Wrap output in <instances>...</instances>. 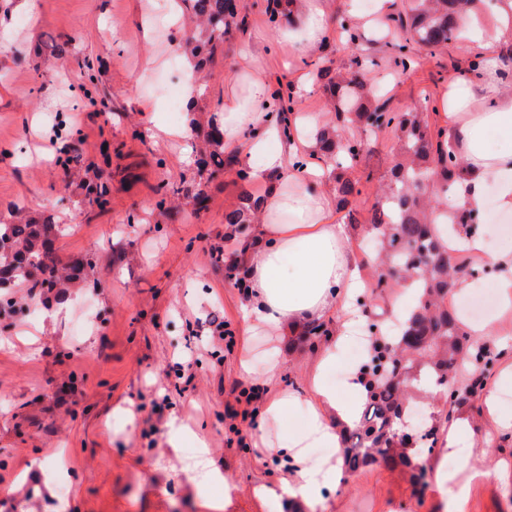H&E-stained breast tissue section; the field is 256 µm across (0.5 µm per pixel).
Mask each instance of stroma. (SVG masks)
Segmentation results:
<instances>
[{"instance_id":"obj_1","label":"stroma","mask_w":512,"mask_h":512,"mask_svg":"<svg viewBox=\"0 0 512 512\" xmlns=\"http://www.w3.org/2000/svg\"><path fill=\"white\" fill-rule=\"evenodd\" d=\"M143 0H0V221L14 208L65 228L55 243L61 265L90 259L89 288L69 289L59 303L40 304V315L0 317V512H209L208 497L230 492L223 512H309L300 501L258 497L254 486L273 487L288 467L258 448L262 421L232 443L226 415L252 381L240 371L245 289L224 277L233 242L224 213L241 205L253 184L222 170L209 176L198 165L204 129L170 118L167 88L183 65H170L164 30L189 36L183 23L155 13V41L142 37ZM267 0H245L243 23L225 39V53L206 64L195 112L213 114L224 98L228 73L242 66L245 44L260 45L267 70L283 92L307 78L312 57L348 63L355 50L386 52L387 20L370 17L361 48L332 36L316 54L282 49V32L268 20ZM470 40L447 51L421 53L401 73L383 66L368 75L378 96L403 105L441 98L456 69L472 57ZM186 127L184 139L163 130ZM375 150L350 170L366 185L353 208L373 202L387 181L397 138L383 131ZM80 156L58 160L63 145ZM109 177L107 205L91 203L82 186L96 171ZM203 190L207 207L160 208L162 188ZM223 247L215 256L214 247ZM224 320L234 346L212 338L211 318ZM314 356L288 337L280 361L281 387L307 389ZM179 416L188 435L173 438L168 422ZM473 432L462 435L472 464H512V428L485 437L487 413L469 411ZM225 480L206 482L197 443ZM442 448L426 462L435 471L423 491L405 474L374 464L331 484L323 512H448L447 490L462 481L459 467L439 470ZM66 494H59V484ZM467 512H512V484H474Z\"/></svg>"}]
</instances>
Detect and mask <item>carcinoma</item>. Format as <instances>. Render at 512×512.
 Wrapping results in <instances>:
<instances>
[{
	"mask_svg": "<svg viewBox=\"0 0 512 512\" xmlns=\"http://www.w3.org/2000/svg\"><path fill=\"white\" fill-rule=\"evenodd\" d=\"M473 0H411L395 22L405 32L404 40L386 43L388 62L403 71L416 65L410 44L433 55L461 40L462 15ZM183 13L198 31L185 42V50L202 69L204 54H214L224 46V38L238 25L242 4L239 0H181ZM272 21L292 28L297 17L292 6L297 0H274ZM379 62L371 56L354 55L348 70L332 68L323 60L308 63L316 78L325 81V90L335 112V120L324 125L315 140L325 161L337 171L336 195L341 204L362 194L361 182L346 175L370 152L365 132L393 131L398 135L399 152L390 169L389 183L374 203L361 211L349 210L350 223L363 222L370 238L379 245L380 265L410 282L416 303L399 320L397 333L383 345H376L371 366L363 367L367 400L358 423L346 429L342 450L343 466L349 473L376 463L410 473V481L422 490L428 484L429 470L418 452L434 448L438 429L424 424L415 433L398 429L410 388L423 368H432L427 381L440 385L437 393L453 409L473 405L483 387L487 372L495 364L494 354L472 336L457 313L448 308V295L458 282L472 274L468 259L454 256L445 244L447 229L435 224L438 211L430 184L443 192L455 188L463 163L448 140V128L439 125L436 107L424 112L419 107L404 110L390 106L389 100L374 98L366 74ZM292 97L277 94L276 121L288 130ZM205 145L209 149L203 164L224 157L223 166L236 172L243 182L251 180L237 157L224 154V127L213 116L208 121ZM259 199L246 197V203L224 213V223L243 229L253 223ZM61 227L46 220H19L0 223V285L21 286L30 297L43 302L63 297L62 289L87 277L91 262L76 261L69 272L60 274L54 243ZM332 335L330 325L313 322L304 326L301 338L313 351ZM468 374L469 382L450 392L448 375Z\"/></svg>",
	"mask_w": 512,
	"mask_h": 512,
	"instance_id": "cac0c4a2",
	"label": "carcinoma"
}]
</instances>
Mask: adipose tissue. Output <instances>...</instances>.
Segmentation results:
<instances>
[{"label":"adipose tissue","mask_w":512,"mask_h":512,"mask_svg":"<svg viewBox=\"0 0 512 512\" xmlns=\"http://www.w3.org/2000/svg\"><path fill=\"white\" fill-rule=\"evenodd\" d=\"M465 29L474 36L473 52L480 59L479 78L455 79L441 100V110L450 123L449 139L457 155L466 162L453 197L458 211L479 210L486 196H493L498 211L512 214V148L492 151L485 139L489 132L512 137V93L505 89L506 65L498 55L478 41L480 17L468 12L462 18ZM331 29L327 22L325 0H306L304 25L300 34L287 35L290 46L315 48L327 41ZM262 53L247 48L242 59L247 65V99L235 94L224 96L221 121L224 125V149L250 164L253 155H262L259 166H252L254 181L264 185L262 216L254 225L250 244L244 251L249 307L244 332L262 336L280 346L284 336L296 333L313 321L335 319L336 331L326 347L317 354L307 395L281 388L278 384L280 359H273L256 376L266 398L259 409L266 423L275 425L274 436L260 439L261 447L289 465L294 481L282 486L283 494L301 499L310 512L324 501L323 491L336 476L331 461L314 463L304 454L301 442L288 435L283 425L290 413L303 410L308 417V435L315 445L337 448L343 427L357 422L365 391L358 376H351L347 396H340L324 380V373L336 363V348L345 343L357 320L348 301L364 289L357 269L358 258L347 245L348 230L336 221V200L319 189L328 170L311 158L312 142L305 132L321 127L326 117L316 112H297L290 117V133H283L273 120V84ZM278 149H269V142ZM306 156L301 171L291 164L295 157ZM460 246L481 255L498 272L497 291L502 312L512 311V248L489 249L484 237L461 236ZM469 421L457 418L448 432L446 447L461 463L467 475L457 483L449 512H465L471 482L512 473L507 465L496 469L470 465L458 446V433Z\"/></svg>","instance_id":"adipose-tissue-1"}]
</instances>
